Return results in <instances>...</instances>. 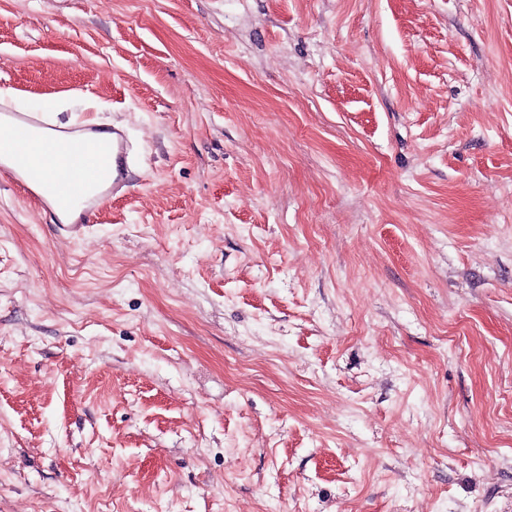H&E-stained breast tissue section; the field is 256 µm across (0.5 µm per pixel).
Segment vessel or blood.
Wrapping results in <instances>:
<instances>
[{
  "label": "vessel or blood",
  "mask_w": 512,
  "mask_h": 512,
  "mask_svg": "<svg viewBox=\"0 0 512 512\" xmlns=\"http://www.w3.org/2000/svg\"><path fill=\"white\" fill-rule=\"evenodd\" d=\"M132 153L124 127L55 122L0 100V177L22 187L49 221L80 234L104 204L131 186Z\"/></svg>",
  "instance_id": "b4317fda"
}]
</instances>
